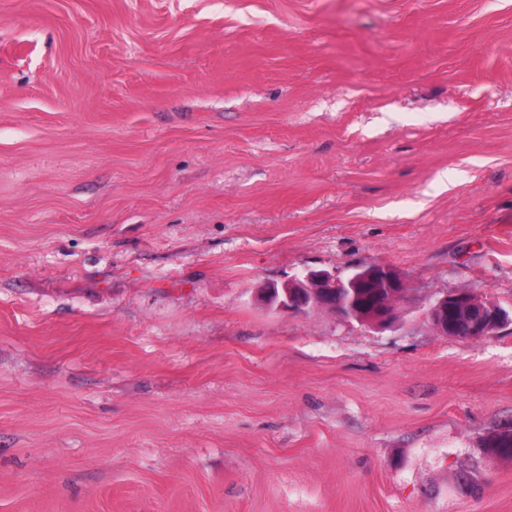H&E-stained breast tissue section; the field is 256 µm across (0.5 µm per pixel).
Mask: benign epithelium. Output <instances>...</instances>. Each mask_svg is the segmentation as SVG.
I'll list each match as a JSON object with an SVG mask.
<instances>
[{"label":"benign epithelium","mask_w":512,"mask_h":512,"mask_svg":"<svg viewBox=\"0 0 512 512\" xmlns=\"http://www.w3.org/2000/svg\"><path fill=\"white\" fill-rule=\"evenodd\" d=\"M373 288L378 301L377 315L362 325L378 330L397 325L393 318L396 302L406 293L403 279L392 269L370 265L340 276L324 270H305L280 284H267L258 290V300L270 310L303 311L326 308L342 319H355L353 300L360 288ZM425 318L442 336L467 340L489 336L512 317L495 300L470 289H461L434 298Z\"/></svg>","instance_id":"7a95c632"}]
</instances>
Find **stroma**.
<instances>
[{"label": "stroma", "instance_id": "1", "mask_svg": "<svg viewBox=\"0 0 512 512\" xmlns=\"http://www.w3.org/2000/svg\"><path fill=\"white\" fill-rule=\"evenodd\" d=\"M381 265L399 327L270 311ZM512 0H0V512H512ZM425 318L440 335L459 340L491 335L505 322L512 321L499 303L470 289L434 298L426 309Z\"/></svg>", "mask_w": 512, "mask_h": 512}]
</instances>
